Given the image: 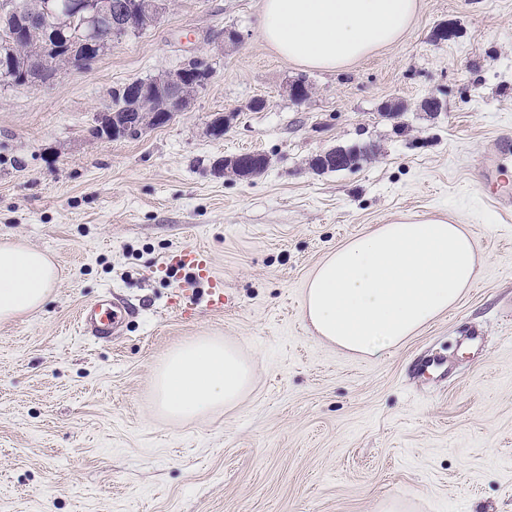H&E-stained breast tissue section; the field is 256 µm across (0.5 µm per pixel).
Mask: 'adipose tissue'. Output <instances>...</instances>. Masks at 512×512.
<instances>
[{
	"label": "adipose tissue",
	"mask_w": 512,
	"mask_h": 512,
	"mask_svg": "<svg viewBox=\"0 0 512 512\" xmlns=\"http://www.w3.org/2000/svg\"><path fill=\"white\" fill-rule=\"evenodd\" d=\"M418 0H262L260 35L281 56L335 70L397 41ZM482 256L464 225L403 218L341 243L306 284L315 333L345 350L378 356L453 309L477 278ZM59 281L49 256L0 242V322L39 310ZM251 365L230 344L203 334L172 349L154 374L169 417L199 418L234 405Z\"/></svg>",
	"instance_id": "obj_1"
}]
</instances>
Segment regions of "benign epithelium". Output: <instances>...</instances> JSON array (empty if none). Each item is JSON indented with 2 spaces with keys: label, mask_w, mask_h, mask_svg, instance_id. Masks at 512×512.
I'll return each mask as SVG.
<instances>
[{
  "label": "benign epithelium",
  "mask_w": 512,
  "mask_h": 512,
  "mask_svg": "<svg viewBox=\"0 0 512 512\" xmlns=\"http://www.w3.org/2000/svg\"><path fill=\"white\" fill-rule=\"evenodd\" d=\"M135 10L129 17L115 18L112 0H69L68 7L60 9L59 0H41L40 12L44 16H59L63 32L77 30L80 35L70 38L67 65L86 66L97 58L91 37L99 25L112 22L120 28L132 29L138 20L151 21L162 11L163 0H134ZM20 13L11 0L0 5V64L14 63L16 34L9 21ZM211 67L201 59H191L182 67L163 73L152 86L129 82L118 89V94L133 102L131 111L119 117L108 105L99 111L96 124L103 128L112 140L140 135L161 122H169L175 114L188 110L192 93L203 87L211 77ZM352 149L338 148L319 157L311 165L314 171H322L349 160Z\"/></svg>",
  "instance_id": "1"
}]
</instances>
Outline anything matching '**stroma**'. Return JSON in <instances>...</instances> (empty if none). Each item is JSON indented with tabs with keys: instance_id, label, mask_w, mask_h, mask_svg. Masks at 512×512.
<instances>
[{
	"instance_id": "35a3bbf8",
	"label": "stroma",
	"mask_w": 512,
	"mask_h": 512,
	"mask_svg": "<svg viewBox=\"0 0 512 512\" xmlns=\"http://www.w3.org/2000/svg\"><path fill=\"white\" fill-rule=\"evenodd\" d=\"M260 7L167 0L155 26L90 65L0 88V238L61 271L41 309L0 323V512H512V217L483 167L512 169L499 152L512 0H419L401 39L336 70L278 55ZM193 57L213 74L191 111L137 139L92 136L115 88ZM433 92L446 112L423 108ZM218 115L230 125L216 139ZM368 141L378 154L353 168H310ZM249 151L268 156L263 173L223 172ZM403 216L466 225L479 279L400 346L353 356L305 321L306 281L346 239ZM187 243L231 299L190 320L169 304L178 275L162 271ZM112 291L135 309L120 334H78L80 311ZM203 333L239 349L252 384L232 408L166 419L154 373ZM429 355L451 373H418Z\"/></svg>"
}]
</instances>
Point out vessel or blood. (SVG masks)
<instances>
[{
	"label": "vessel or blood",
	"instance_id": "b4317fda",
	"mask_svg": "<svg viewBox=\"0 0 512 512\" xmlns=\"http://www.w3.org/2000/svg\"><path fill=\"white\" fill-rule=\"evenodd\" d=\"M165 267L177 272L183 279L182 285L176 292L172 305L184 317H192L199 305L220 310L227 305L228 299L224 294V282L213 275L210 258L204 250L185 245L170 254ZM206 283L208 291L205 301H198L195 286ZM126 307L119 298L112 297L98 300L91 307L83 309L78 316L77 327L83 334L95 338L110 335L112 328L120 322Z\"/></svg>",
	"mask_w": 512,
	"mask_h": 512
}]
</instances>
